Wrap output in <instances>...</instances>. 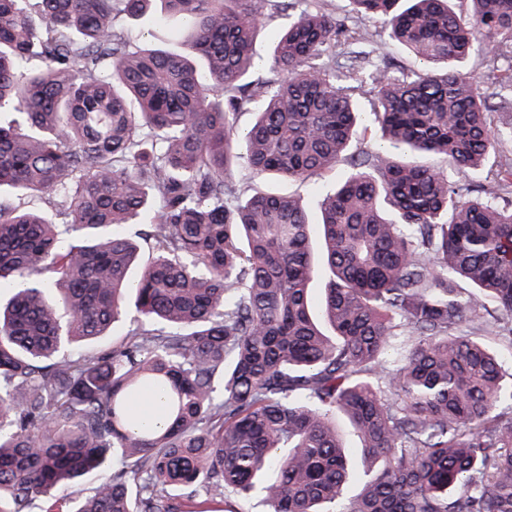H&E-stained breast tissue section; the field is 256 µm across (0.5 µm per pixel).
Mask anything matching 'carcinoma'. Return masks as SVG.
<instances>
[{"label": "carcinoma", "instance_id": "cac0c4a2", "mask_svg": "<svg viewBox=\"0 0 512 512\" xmlns=\"http://www.w3.org/2000/svg\"><path fill=\"white\" fill-rule=\"evenodd\" d=\"M269 2L0 0V512H512V383L481 340L512 349V207L430 162L512 188V164L487 168L488 97L455 68L512 62V0H353L425 74L368 51L336 73L326 50L368 33L283 0L260 80ZM147 15L181 21L206 71L132 44ZM365 116L401 155L350 157L317 222L234 188L242 162L332 170ZM129 224L152 253L135 281ZM130 309L127 337L75 355ZM146 394L165 425L141 423ZM340 417L367 464L354 497ZM284 22L285 20L281 14L273 9L271 16L266 20L264 28L255 43V57L258 68L255 70L253 78L271 79L275 77L272 75L266 62L271 54L273 41L284 25Z\"/></svg>", "mask_w": 512, "mask_h": 512}]
</instances>
